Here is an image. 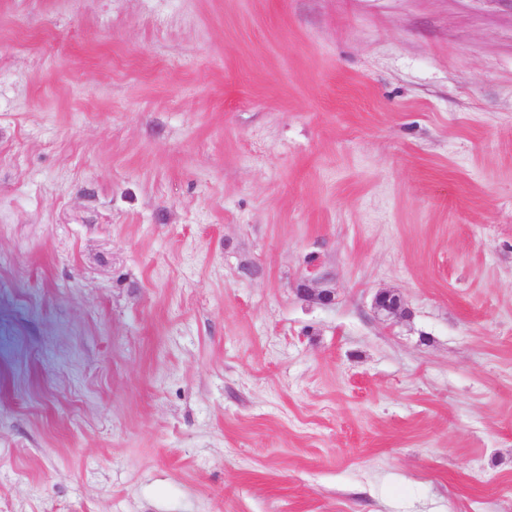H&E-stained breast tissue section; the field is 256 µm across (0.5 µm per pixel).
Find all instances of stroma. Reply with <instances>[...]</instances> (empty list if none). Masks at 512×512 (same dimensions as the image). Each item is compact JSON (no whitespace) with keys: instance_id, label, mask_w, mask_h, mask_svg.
I'll use <instances>...</instances> for the list:
<instances>
[{"instance_id":"obj_1","label":"stroma","mask_w":512,"mask_h":512,"mask_svg":"<svg viewBox=\"0 0 512 512\" xmlns=\"http://www.w3.org/2000/svg\"><path fill=\"white\" fill-rule=\"evenodd\" d=\"M0 512H512V0H0ZM326 277L319 273L317 268L310 275L299 281L295 291L300 297L311 298L321 304H330L334 301V291L330 288H321ZM377 316L386 319L399 318L406 314L401 298L391 291H380L376 294L373 303Z\"/></svg>"}]
</instances>
